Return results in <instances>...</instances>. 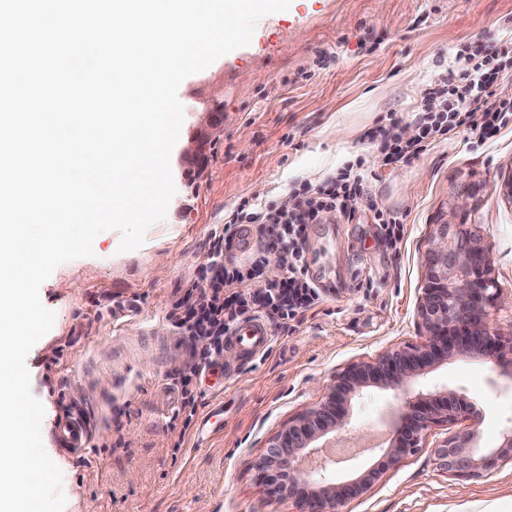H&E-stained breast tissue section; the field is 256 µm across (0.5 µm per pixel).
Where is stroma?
<instances>
[{
    "label": "stroma",
    "mask_w": 512,
    "mask_h": 512,
    "mask_svg": "<svg viewBox=\"0 0 512 512\" xmlns=\"http://www.w3.org/2000/svg\"><path fill=\"white\" fill-rule=\"evenodd\" d=\"M507 42L512 0H292L258 22L247 46L181 83L180 142L207 105L223 108L224 133L206 165L172 152L176 194L144 244L122 253L119 234L103 232L93 256L59 266L40 289L55 322L26 363L33 394L50 406L42 439L63 473L64 512H298L294 501L267 497L252 462L338 370L421 340L427 240L458 197L468 199L463 221L487 246L498 288L512 295V121L489 138L453 129L419 158L387 166L367 137L393 123L414 128L425 88L459 74L458 51ZM355 162L368 194L354 218L326 213L304 240L320 302L294 328L273 329L269 352L224 359L223 390L201 393L182 432L191 347L166 315L198 282L213 233L241 199L281 202L293 186ZM380 213L404 224L398 245L382 236ZM110 299L129 303L126 317L107 311ZM425 379L463 389L478 414L477 445L496 446L512 416V368L455 356ZM393 402L374 389L353 405L341 437L371 445L341 458L338 479L357 477L375 462L373 446L388 444ZM70 412L89 432L77 453L60 445ZM449 433L433 427L422 448L340 512H512L511 463L469 480L439 469L434 448Z\"/></svg>",
    "instance_id": "35a3bbf8"
}]
</instances>
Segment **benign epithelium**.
<instances>
[{
    "label": "benign epithelium",
    "instance_id": "1",
    "mask_svg": "<svg viewBox=\"0 0 512 512\" xmlns=\"http://www.w3.org/2000/svg\"><path fill=\"white\" fill-rule=\"evenodd\" d=\"M218 105L203 110L201 128L183 148L185 162L200 167L216 136L224 132ZM426 271L418 304L424 339L384 350L370 361L336 372L322 398L272 436L254 461L256 479L271 499L291 498L305 512H339L338 507L362 495L385 470L421 447L430 429L474 417L464 395L445 386L420 387L427 368L455 354L478 355L496 366L512 364V336H502L487 323L488 309L501 300L490 272L487 247L476 233L443 220L428 238ZM371 387L393 392L391 440L380 449L376 467L355 479L336 480V459L317 443L350 424L353 399ZM441 469L462 479L489 477L512 463V416L499 444L480 450L473 431L457 430L437 448Z\"/></svg>",
    "mask_w": 512,
    "mask_h": 512
}]
</instances>
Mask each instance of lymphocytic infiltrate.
Instances as JSON below:
<instances>
[{
	"instance_id": "lymphocytic-infiltrate-1",
	"label": "lymphocytic infiltrate",
	"mask_w": 512,
	"mask_h": 512,
	"mask_svg": "<svg viewBox=\"0 0 512 512\" xmlns=\"http://www.w3.org/2000/svg\"><path fill=\"white\" fill-rule=\"evenodd\" d=\"M466 67L456 82L440 77L423 94L416 118L419 133L402 139L394 129L383 128L372 135L385 163L418 157L430 141L466 126L482 136L500 130L512 113V97L500 96L499 82L512 75V49L475 50L465 56ZM365 193L364 177L347 166L315 186L305 185L291 193L292 205L242 200L231 213L222 234L216 235L206 260L199 266L201 284L178 298L167 318L182 336L195 345L194 360L182 373L181 411L183 429H190L197 412V383L203 372L224 354V338L242 318L260 315L279 326L300 320L320 299L305 263L303 241L309 225L322 213L340 210L354 218ZM260 228L258 244L248 257L225 258L236 226ZM276 263L278 279L266 282L262 291L251 292L249 280L263 275Z\"/></svg>"
}]
</instances>
